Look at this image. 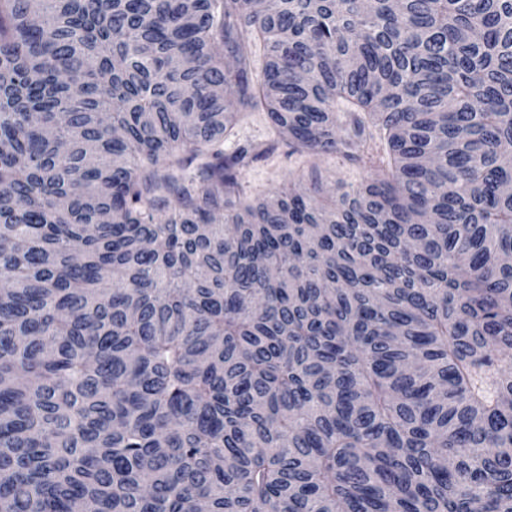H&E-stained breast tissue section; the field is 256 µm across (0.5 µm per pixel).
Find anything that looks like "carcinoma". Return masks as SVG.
Wrapping results in <instances>:
<instances>
[{"label":"carcinoma","instance_id":"1","mask_svg":"<svg viewBox=\"0 0 512 512\" xmlns=\"http://www.w3.org/2000/svg\"><path fill=\"white\" fill-rule=\"evenodd\" d=\"M252 2L0 0V512H512V0ZM238 146H252L262 154L240 169L241 195L247 200L261 199L269 192L293 180L304 188L321 184L335 195L351 187L360 186L370 171L355 156L362 152L337 154L313 159L294 151L284 138L272 128L266 112L246 115L233 129V135L224 140V154H231Z\"/></svg>","mask_w":512,"mask_h":512}]
</instances>
